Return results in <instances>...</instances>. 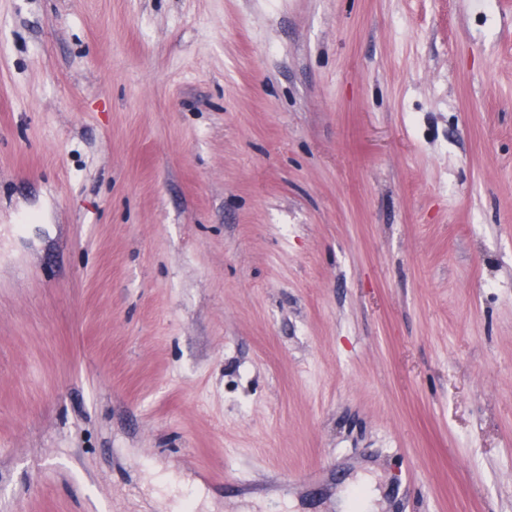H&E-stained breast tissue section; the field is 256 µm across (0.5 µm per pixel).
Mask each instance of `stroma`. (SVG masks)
<instances>
[{
	"instance_id": "35a3bbf8",
	"label": "stroma",
	"mask_w": 512,
	"mask_h": 512,
	"mask_svg": "<svg viewBox=\"0 0 512 512\" xmlns=\"http://www.w3.org/2000/svg\"><path fill=\"white\" fill-rule=\"evenodd\" d=\"M512 512V0H0V512Z\"/></svg>"
}]
</instances>
